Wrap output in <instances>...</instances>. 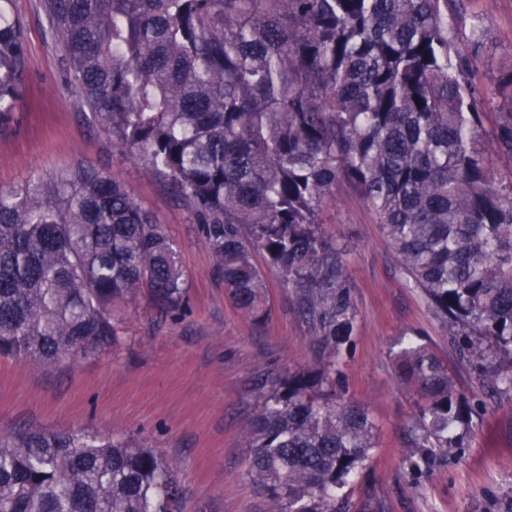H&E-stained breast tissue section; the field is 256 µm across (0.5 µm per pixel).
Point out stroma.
I'll return each mask as SVG.
<instances>
[{"instance_id": "stroma-1", "label": "stroma", "mask_w": 512, "mask_h": 512, "mask_svg": "<svg viewBox=\"0 0 512 512\" xmlns=\"http://www.w3.org/2000/svg\"><path fill=\"white\" fill-rule=\"evenodd\" d=\"M39 2L12 4L25 27L27 77L12 128L0 135V189L77 164L110 172L177 244L189 304L183 315L165 318L147 297L124 303L122 340L108 353L67 357L53 367L0 357V433L129 434L176 463L184 512H270L266 492L246 474L241 433L261 377L318 364L301 293L255 249L266 314L257 321L239 309L190 210L81 112ZM467 7L492 33L477 60L485 88L481 140L492 153L495 186L506 187L512 156L497 153L496 137L508 115L496 87L500 70L512 65V0H468ZM320 222L327 239L350 244L344 277L357 331L337 392L363 404L377 425L372 458L343 493L349 512H512V400L481 402L477 372L461 359L425 295L407 282L352 185L337 186ZM413 333L447 366L457 390L479 404L462 447L448 449L446 462L414 483L405 457L418 397L394 360Z\"/></svg>"}]
</instances>
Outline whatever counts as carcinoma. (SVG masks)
<instances>
[{"mask_svg":"<svg viewBox=\"0 0 512 512\" xmlns=\"http://www.w3.org/2000/svg\"><path fill=\"white\" fill-rule=\"evenodd\" d=\"M0 0V132L26 75L23 24ZM88 120L168 182L225 287L251 317L265 284L250 248L304 290L314 342L339 355L356 312L348 243L320 229L336 185L373 210L482 395L512 397V186L481 143L484 91L455 48L465 0H40ZM474 48L489 30L470 24ZM186 304L176 243L109 173L78 165L0 190V356L52 366L120 340L114 303ZM418 395L406 455L462 445L474 407L422 343L397 356ZM273 512H341L376 426L336 400V361L266 378L244 433ZM174 464L114 434L0 436V512H182Z\"/></svg>","mask_w":512,"mask_h":512,"instance_id":"carcinoma-1","label":"carcinoma"}]
</instances>
